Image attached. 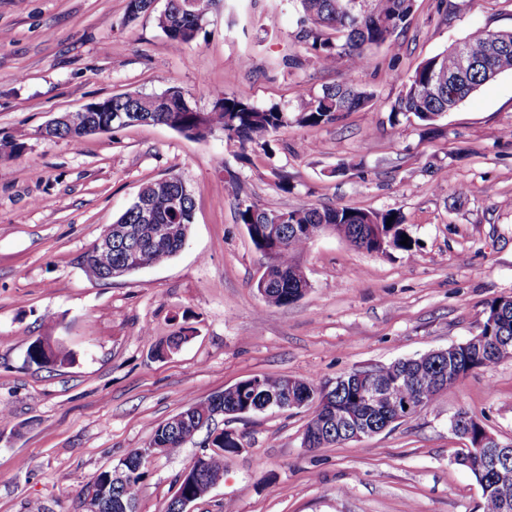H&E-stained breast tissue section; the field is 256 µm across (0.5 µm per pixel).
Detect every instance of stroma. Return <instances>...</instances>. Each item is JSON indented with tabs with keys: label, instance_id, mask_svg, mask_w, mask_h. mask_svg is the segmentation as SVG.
Segmentation results:
<instances>
[{
	"label": "stroma",
	"instance_id": "obj_1",
	"mask_svg": "<svg viewBox=\"0 0 512 512\" xmlns=\"http://www.w3.org/2000/svg\"><path fill=\"white\" fill-rule=\"evenodd\" d=\"M415 4L407 29L350 71L300 51L296 0H226L179 52L155 13L126 22L127 0H0V143L24 145L0 153V407L10 413L0 512H84V486L184 408L252 376L332 382L448 348L480 332L490 301L512 295V72L434 130L390 117L401 78L422 61L474 29L512 30V0H451L444 16L435 0ZM336 83L373 99L333 124L281 129L267 150L152 124L78 144L40 134L116 94L177 86L206 111L220 91L293 106L299 89ZM169 173L194 199L182 250L127 276H90L84 259L102 231ZM243 201L397 211L415 245L382 255L323 233L300 258L309 290L271 306L255 288L269 259L236 220ZM47 335L71 364L28 362ZM460 411L512 439V358L392 429L313 451L302 445L313 406L216 414L210 430L151 459L137 512H165L178 477L212 451L210 432L224 430L240 449L192 512H482L474 478L452 461L467 445L449 428Z\"/></svg>",
	"mask_w": 512,
	"mask_h": 512
}]
</instances>
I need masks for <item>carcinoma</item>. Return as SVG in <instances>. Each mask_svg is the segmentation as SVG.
I'll return each instance as SVG.
<instances>
[{
	"label": "carcinoma",
	"mask_w": 512,
	"mask_h": 512,
	"mask_svg": "<svg viewBox=\"0 0 512 512\" xmlns=\"http://www.w3.org/2000/svg\"><path fill=\"white\" fill-rule=\"evenodd\" d=\"M222 0H168L165 10L158 15V25L175 50L192 43L202 30L208 16ZM300 11L296 24L301 48L313 55L323 66L333 67L337 62L351 69L364 67L373 50L385 44L395 32L404 29L413 12L414 0H299ZM153 11L151 0H127V19ZM478 68L469 74L454 71L451 49L423 61L414 73L403 78V91L391 109V119L403 116L414 118L423 126L438 122L437 114L455 110L480 87L499 75L512 71V30L491 32L482 28L473 30L465 39ZM169 103L146 107L139 103L134 109L146 112L155 124L165 125L187 137L204 138L220 130L224 137L241 148L260 143L290 124L315 127L336 122L339 115L368 105L372 94L344 84L325 86L318 93L302 88L298 104L290 109L279 104L258 106L249 99L234 94L215 96L210 110L187 109L182 104L184 92L178 87L165 91ZM107 113L80 112L71 114L69 124L60 136L70 137L75 143L91 134L109 132ZM184 182L176 174L168 175L165 189L156 192V181L149 186L158 224H190L193 205L185 200L178 209L172 208V196L179 193ZM237 221L244 225L257 249L270 259L269 277L265 284L264 302L273 306H288L299 300V255L313 237L325 230H333L357 248L368 252L386 253L390 250L409 252L413 241L400 244L406 233L403 216L392 211L376 212L347 206L316 207L312 205L292 209H267L254 202L238 204ZM178 241H119L112 243V252H89L86 259L102 272L124 263L129 251L141 252L151 264L163 263L177 254ZM484 342L479 345H450L446 352L428 358L399 359L377 367L378 378L391 387V392L379 394L375 401H366L362 395L364 382L349 378L347 383L326 390L327 384L313 379H297L300 398L317 403L320 412L308 422L306 433L311 449L339 445L354 434L345 420L377 423L385 426L404 412V403L412 402L425 409L443 391L454 387L458 374L475 369H491L502 359L512 357V301L507 296L492 300L486 310L481 329ZM263 387L254 390L247 378L224 389V410L235 415L260 411L271 396L282 392L286 378L264 375ZM336 408V418L329 417L330 407ZM461 437L469 447L455 453V464L468 470L482 492L483 512H512V441L500 449L499 463L488 465L485 452L475 444L483 436L484 426L465 411L457 413ZM184 444V438L163 425H158L148 442L150 448H163L171 454ZM217 450L207 455L208 470L224 473V454L230 449L222 436L215 437ZM147 469L127 476L124 483L108 489L106 512H136L141 485Z\"/></svg>",
	"instance_id": "cac0c4a2"
}]
</instances>
